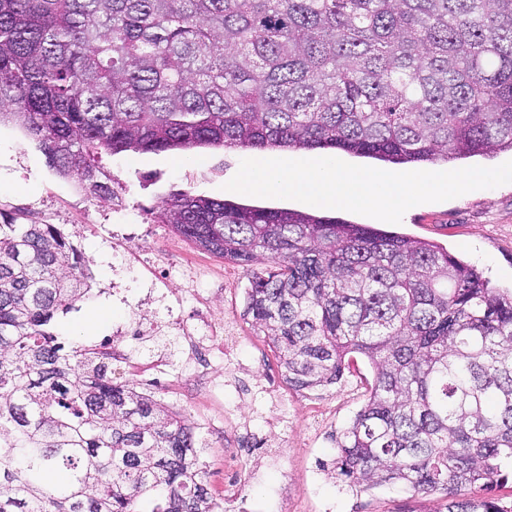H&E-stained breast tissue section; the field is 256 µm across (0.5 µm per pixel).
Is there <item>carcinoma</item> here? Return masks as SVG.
<instances>
[{
  "label": "carcinoma",
  "instance_id": "cac0c4a2",
  "mask_svg": "<svg viewBox=\"0 0 512 512\" xmlns=\"http://www.w3.org/2000/svg\"><path fill=\"white\" fill-rule=\"evenodd\" d=\"M112 196L102 152L333 149L427 168L512 152V0H0V116ZM165 223L252 271L243 315L298 390L369 398L330 473L512 512V291L411 236L173 193ZM0 209V512H218L182 412L55 333L90 291L55 224Z\"/></svg>",
  "mask_w": 512,
  "mask_h": 512
}]
</instances>
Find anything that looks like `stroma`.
I'll return each mask as SVG.
<instances>
[{"instance_id": "35a3bbf8", "label": "stroma", "mask_w": 512, "mask_h": 512, "mask_svg": "<svg viewBox=\"0 0 512 512\" xmlns=\"http://www.w3.org/2000/svg\"><path fill=\"white\" fill-rule=\"evenodd\" d=\"M288 149L105 154L99 165L111 180L112 198H92L78 182L49 166L22 127L0 122V209L24 211L30 220L71 234L93 275L90 292L55 330L80 346L119 342L124 352L115 378L150 390L175 406L195 426L200 460L216 499L229 479L241 482L255 512H405L414 506L402 485L353 494L324 471L336 455V438L369 395L373 374L356 360L341 382L324 389L296 390L285 382L274 353L243 316L246 268L197 248L164 224L159 206L178 192L239 204L289 208L381 227V220L349 211L313 208L286 199L246 196L225 190L241 160L294 158ZM136 225L135 244L106 248L113 233ZM395 231L438 243L477 266L499 288L512 287V184L481 189L408 210ZM163 258L173 303L188 328L205 321L218 330L203 343L161 326L165 301L141 302L129 288L112 295L114 269L150 275V258ZM198 275L183 285L189 269ZM136 322L145 336H116Z\"/></svg>"}]
</instances>
